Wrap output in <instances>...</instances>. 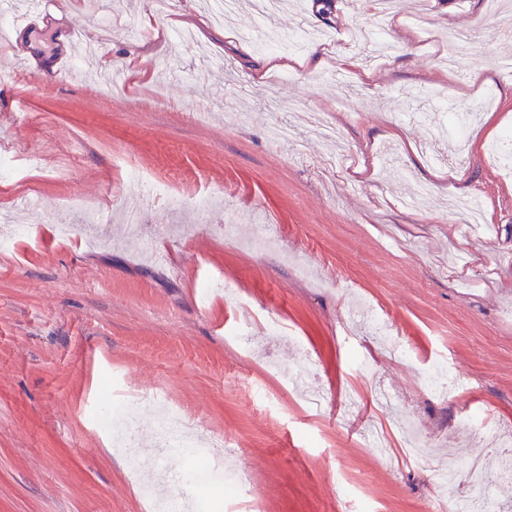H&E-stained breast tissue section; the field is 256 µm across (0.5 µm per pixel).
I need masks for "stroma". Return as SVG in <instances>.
Returning <instances> with one entry per match:
<instances>
[{
  "label": "stroma",
  "instance_id": "1",
  "mask_svg": "<svg viewBox=\"0 0 512 512\" xmlns=\"http://www.w3.org/2000/svg\"><path fill=\"white\" fill-rule=\"evenodd\" d=\"M208 2H194L207 30L245 37L248 55L184 42L196 29L181 20L184 0L148 23L151 0H112L107 13L58 0L22 35L23 64L0 36V149L14 170L0 180V215L33 229L0 252V512H152L141 486L161 463L153 395L188 414L225 471L250 472L221 512H442L466 495L467 462L493 458L512 431V177L488 155L483 109L492 100L496 124L512 128V74L499 68L512 17L486 0H399L414 39L388 28L377 55L355 37L369 14L350 0L318 12L287 0L274 22L283 43L304 28L335 41L308 45L327 65L289 71L269 97L251 80L266 25L246 11L209 19ZM452 19L477 52L448 72L436 41ZM81 24L94 51L75 44L70 66L123 71L112 93L51 74L61 32ZM139 66L149 78L133 77ZM314 112L339 138L312 134ZM457 112L473 116L461 167ZM278 122L295 139L272 143ZM130 162L159 188L140 197L134 234L121 221ZM456 168L462 181L445 178ZM170 192L214 196V211L195 221L167 205ZM457 197L492 206L487 232L466 234ZM211 276L233 293L202 298ZM369 308L407 356L371 339ZM269 314L288 337L268 334ZM300 344L313 367L295 385ZM433 363L463 398L424 387ZM105 382L113 401L141 399L135 446L120 454L96 418ZM375 430L388 432L386 450L371 446ZM447 462L457 481L441 489L433 469Z\"/></svg>",
  "mask_w": 512,
  "mask_h": 512
}]
</instances>
